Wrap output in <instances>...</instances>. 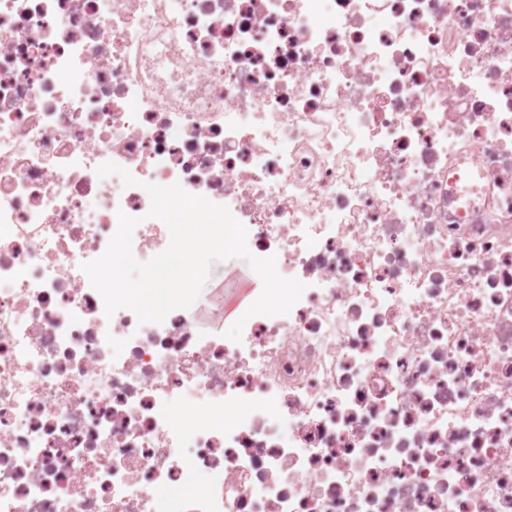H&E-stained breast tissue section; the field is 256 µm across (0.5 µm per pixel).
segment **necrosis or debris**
Returning <instances> with one entry per match:
<instances>
[{"mask_svg":"<svg viewBox=\"0 0 512 512\" xmlns=\"http://www.w3.org/2000/svg\"><path fill=\"white\" fill-rule=\"evenodd\" d=\"M149 183L291 310L106 315L81 265L121 211L167 248ZM161 502L512 512V0H0V512Z\"/></svg>","mask_w":512,"mask_h":512,"instance_id":"necrosis-or-debris-1","label":"necrosis or debris"}]
</instances>
